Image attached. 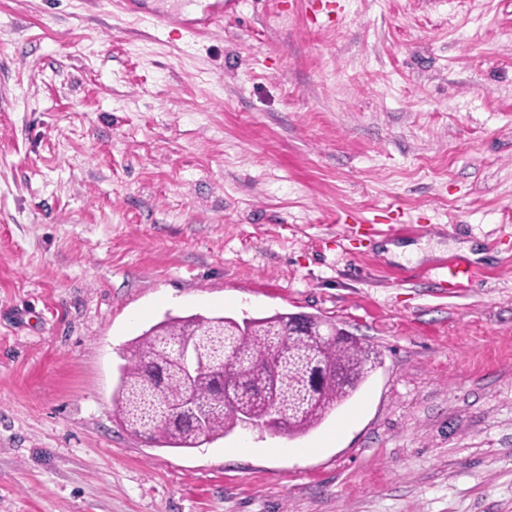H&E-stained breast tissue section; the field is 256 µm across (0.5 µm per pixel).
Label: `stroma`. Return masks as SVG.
Returning a JSON list of instances; mask_svg holds the SVG:
<instances>
[{"instance_id":"stroma-1","label":"stroma","mask_w":512,"mask_h":512,"mask_svg":"<svg viewBox=\"0 0 512 512\" xmlns=\"http://www.w3.org/2000/svg\"><path fill=\"white\" fill-rule=\"evenodd\" d=\"M278 312L381 353L320 425L121 426L133 339ZM0 512H512V0H0ZM208 3L202 9V17L189 18L192 10ZM176 5L174 10L158 9L147 16L153 26L157 29H164L173 23L181 25L189 35L202 36L208 34L213 27L224 21L223 0H169ZM422 276L447 283L448 288H468L480 273L467 259L457 258L424 271Z\"/></svg>"}]
</instances>
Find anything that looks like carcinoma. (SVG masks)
<instances>
[{
	"label": "carcinoma",
	"instance_id": "obj_1",
	"mask_svg": "<svg viewBox=\"0 0 512 512\" xmlns=\"http://www.w3.org/2000/svg\"><path fill=\"white\" fill-rule=\"evenodd\" d=\"M329 321L316 315L276 313L263 318L169 317L130 345L115 400L123 426L161 446L195 448L241 426L244 416L267 418L276 406L290 417L286 433L304 434L348 400L380 364L377 351L348 333L326 336ZM186 337L199 340L205 366L187 379L179 358ZM245 380L237 405L224 403L219 368L225 351ZM203 406L202 423L175 420L171 409L187 395Z\"/></svg>",
	"mask_w": 512,
	"mask_h": 512
}]
</instances>
